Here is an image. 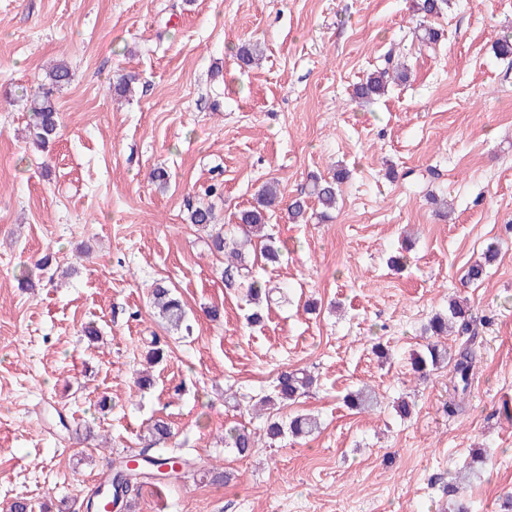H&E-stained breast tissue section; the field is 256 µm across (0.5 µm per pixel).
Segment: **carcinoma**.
<instances>
[{"instance_id":"carcinoma-1","label":"carcinoma","mask_w":512,"mask_h":512,"mask_svg":"<svg viewBox=\"0 0 512 512\" xmlns=\"http://www.w3.org/2000/svg\"><path fill=\"white\" fill-rule=\"evenodd\" d=\"M448 4V0H415L416 11L423 18L437 15ZM48 78L53 86L66 84L70 80V68L65 60H60L53 65L48 73ZM406 78L404 64L397 63L392 67H384L370 73L364 82L355 88V96L359 99H370L387 93L391 84ZM27 110L30 114L32 127V144L41 149L47 148L55 139L59 128V113L51 91L36 92L26 96ZM345 179V174L337 172L329 178L313 177L310 195L314 196L323 213L336 208L338 186ZM283 203V194L277 181H269L258 191L254 202L240 210L236 215L237 224L242 228L245 238L237 240L227 238L224 227L215 229L212 235V246L226 256L224 262V281L229 286L236 285L246 290V296L258 306L262 302L272 300L273 291L263 286L253 274L254 263L248 259L247 246L252 243V235L260 234L259 253L270 264L281 261V250L275 245V237L264 233L270 225V219L280 210ZM307 204L302 199H296L288 204L287 217L294 224L306 221ZM497 251L487 248L484 261L472 265L467 272V277L474 281L482 279L486 265L496 257ZM154 307L158 309L159 316L171 327L178 329L185 321V311L181 301L176 298L170 288L157 284L151 291ZM465 331L468 329L467 308L457 302L449 304L448 311L437 314L431 318L425 334L430 337L425 345V352L412 358V370L417 374L427 373V369L436 367L448 359V349L433 337H439L448 332L451 327ZM474 356L471 351L463 348L457 352L454 359L453 370L457 387L454 391L466 392L473 368ZM313 384V377L303 370L284 371L275 381L272 391L262 400L264 404L277 402H293L304 395ZM349 407L358 410H366L373 404L372 394L361 389L350 393L346 397ZM319 428L316 418L300 414L283 423L277 420L268 421L264 427L265 435L269 439H277L285 434L295 438L307 437L315 433ZM171 428L163 419L154 422L151 428L152 443L138 450L141 455L147 456L146 468L150 472L158 473L163 467H173L180 463L184 470L194 471L193 463L183 455L168 448H157L155 444L169 438ZM233 447L242 454L250 450L255 444L254 436L248 428L241 426L230 430ZM130 469L123 468L114 472L107 480L112 492H122L127 496L130 487L137 480H129L127 473Z\"/></svg>"}]
</instances>
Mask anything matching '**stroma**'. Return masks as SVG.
Instances as JSON below:
<instances>
[{
	"label": "stroma",
	"mask_w": 512,
	"mask_h": 512,
	"mask_svg": "<svg viewBox=\"0 0 512 512\" xmlns=\"http://www.w3.org/2000/svg\"><path fill=\"white\" fill-rule=\"evenodd\" d=\"M412 0H0V512L85 504L127 450L165 419L168 447L197 474L147 484L130 512H442L471 461V512H505L512 493V0H450L421 19ZM437 42L416 36L420 21ZM263 48L259 65L237 56ZM57 59L56 141L25 137L23 91ZM407 82L370 100L354 87L388 61ZM122 74L132 95L114 100ZM349 170L332 219L272 218L282 251L256 276L275 293L264 319L190 212L232 224L267 181L285 200L309 177ZM164 171L165 187L152 180ZM220 193H211V185ZM495 245L483 281L469 266ZM51 256L44 270L37 261ZM27 276L28 287L18 283ZM182 299L185 326L154 316V284ZM468 306L476 360L448 416L453 366L418 376L431 316ZM218 319H210L211 310ZM100 338L89 341L85 326ZM167 350L138 388L152 340ZM315 378L258 416L278 372ZM369 385L378 404L350 411ZM413 403L400 417L394 403ZM316 416L307 440H271L267 417ZM235 425L258 434L244 455ZM228 484L202 477L210 467Z\"/></svg>",
	"instance_id": "obj_1"
}]
</instances>
